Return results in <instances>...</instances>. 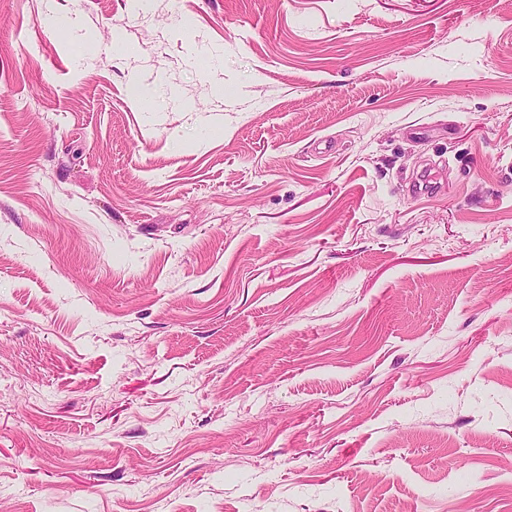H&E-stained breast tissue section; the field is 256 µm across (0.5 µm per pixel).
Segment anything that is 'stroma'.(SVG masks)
<instances>
[{"instance_id": "stroma-1", "label": "stroma", "mask_w": 512, "mask_h": 512, "mask_svg": "<svg viewBox=\"0 0 512 512\" xmlns=\"http://www.w3.org/2000/svg\"><path fill=\"white\" fill-rule=\"evenodd\" d=\"M173 504L512 512V0H0V512Z\"/></svg>"}]
</instances>
